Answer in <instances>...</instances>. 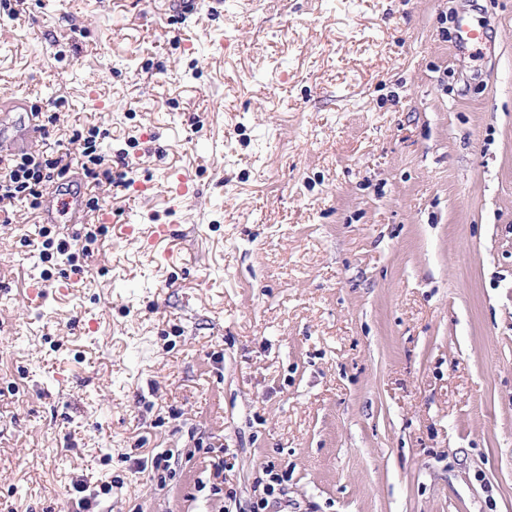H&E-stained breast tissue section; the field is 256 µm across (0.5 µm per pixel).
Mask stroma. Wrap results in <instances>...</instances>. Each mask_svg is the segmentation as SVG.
Returning <instances> with one entry per match:
<instances>
[{
	"mask_svg": "<svg viewBox=\"0 0 512 512\" xmlns=\"http://www.w3.org/2000/svg\"><path fill=\"white\" fill-rule=\"evenodd\" d=\"M11 96L133 183L46 295L0 213V512H224L214 447L239 512L271 463L299 512H512V0H29ZM171 200L176 204L196 194L193 178L187 173H178L170 181ZM139 226V224H127L123 234L137 240L144 249H151L156 242L172 235V226L169 224H149L146 229H141Z\"/></svg>",
	"mask_w": 512,
	"mask_h": 512,
	"instance_id": "obj_1",
	"label": "stroma"
}]
</instances>
